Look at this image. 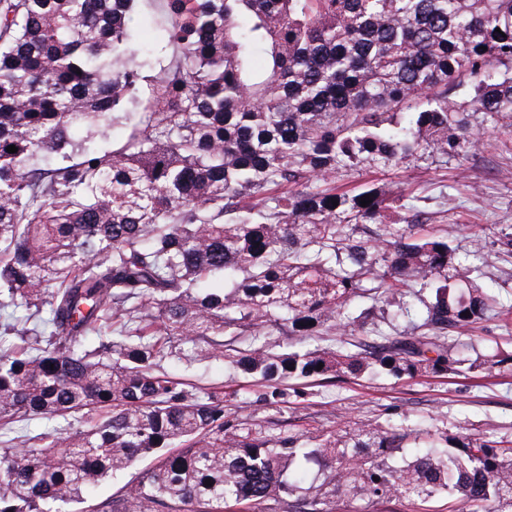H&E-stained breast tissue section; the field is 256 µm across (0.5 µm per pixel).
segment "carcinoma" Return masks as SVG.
<instances>
[{"label":"carcinoma","mask_w":512,"mask_h":512,"mask_svg":"<svg viewBox=\"0 0 512 512\" xmlns=\"http://www.w3.org/2000/svg\"><path fill=\"white\" fill-rule=\"evenodd\" d=\"M134 2L0 0V428L71 417L0 448V512H69L142 458L85 512H336L353 480L512 508L501 440L449 454L392 423L343 442L236 423L224 388L166 368L220 358L264 405L290 384L461 372L472 325L512 313L486 283L512 232L453 248L454 225L419 221L428 198L347 180L512 132V0H160L172 60L147 90ZM121 120L110 151L75 139ZM468 369L512 373V352ZM425 436L400 469L370 461ZM297 452L330 475L290 501ZM149 461H142L136 464L132 469L128 470L127 473L119 479H108L103 481L99 486H97L94 490H92L89 494H87V501L83 504H71L68 509L73 510L74 512H80V510L87 509V505L91 503H98L111 494H113L128 478H130L131 474L134 473L138 468L145 466ZM85 508V509H84Z\"/></svg>","instance_id":"1"}]
</instances>
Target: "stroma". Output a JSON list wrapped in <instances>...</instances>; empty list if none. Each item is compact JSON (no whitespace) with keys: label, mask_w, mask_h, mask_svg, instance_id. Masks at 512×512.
Wrapping results in <instances>:
<instances>
[{"label":"stroma","mask_w":512,"mask_h":512,"mask_svg":"<svg viewBox=\"0 0 512 512\" xmlns=\"http://www.w3.org/2000/svg\"><path fill=\"white\" fill-rule=\"evenodd\" d=\"M475 146L463 165L424 170L406 164L377 175L388 192L413 191L439 195L449 190L456 199L450 217L456 230L453 244H466L472 225L512 226V134L486 129L474 137ZM199 385L220 386L226 392L224 414L236 422L261 423L271 419L309 418L324 431L344 435L354 423L373 428L406 421L433 427L448 435L449 443L467 437L512 441V383H498L478 374L428 376L400 381L379 376L312 388L309 395L289 396L287 403L268 407L254 402L252 381L220 359L174 365ZM336 512H421L416 501L393 497L368 501L359 484H350L337 500Z\"/></svg>","instance_id":"obj_1"}]
</instances>
